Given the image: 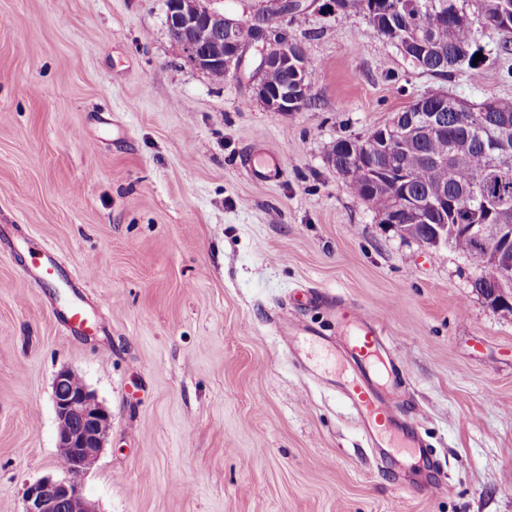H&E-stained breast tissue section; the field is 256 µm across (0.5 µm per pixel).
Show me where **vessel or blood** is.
I'll return each mask as SVG.
<instances>
[{"mask_svg":"<svg viewBox=\"0 0 512 512\" xmlns=\"http://www.w3.org/2000/svg\"><path fill=\"white\" fill-rule=\"evenodd\" d=\"M24 273L31 283L41 288L76 289L83 281L78 272L64 267L47 244L32 251ZM59 315L76 331L89 324L85 301L80 297L60 310ZM335 316L339 330L335 338L308 323L289 325L288 337L299 349L298 363L306 364L315 352L340 350L350 374L337 379L335 385L359 414L362 429L373 447L388 449L397 457L430 463L431 450L420 438L418 424L407 425L401 421L403 380L376 319L352 308L337 309Z\"/></svg>","mask_w":512,"mask_h":512,"instance_id":"b4317fda","label":"vessel or blood"}]
</instances>
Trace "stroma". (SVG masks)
<instances>
[{"mask_svg":"<svg viewBox=\"0 0 512 512\" xmlns=\"http://www.w3.org/2000/svg\"><path fill=\"white\" fill-rule=\"evenodd\" d=\"M279 26L312 69L297 112L181 57L164 0H0V512L68 477L63 369L112 416L83 478L98 512H512V313L463 255L382 224L329 157L418 96L512 98V54L480 32L478 69L442 80L332 0ZM267 153L273 183L249 171ZM30 241L83 273L96 335L26 278ZM307 288L379 322L442 465L431 493L367 445L337 361L293 363L283 322L336 331L299 306Z\"/></svg>","mask_w":512,"mask_h":512,"instance_id":"obj_1","label":"stroma"}]
</instances>
